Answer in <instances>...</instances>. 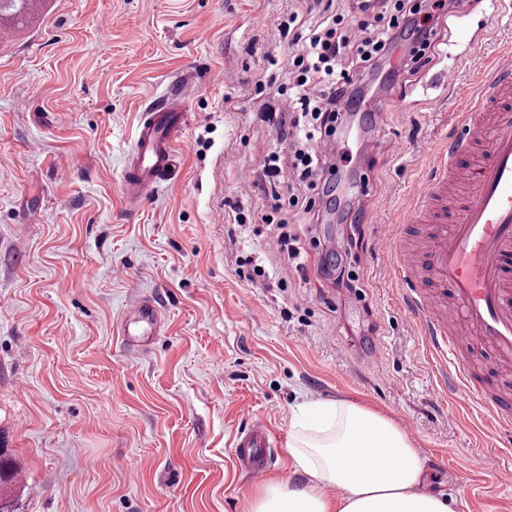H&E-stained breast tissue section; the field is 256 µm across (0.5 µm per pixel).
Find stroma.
<instances>
[{
  "label": "stroma",
  "instance_id": "obj_1",
  "mask_svg": "<svg viewBox=\"0 0 512 512\" xmlns=\"http://www.w3.org/2000/svg\"><path fill=\"white\" fill-rule=\"evenodd\" d=\"M294 0H44L0 38V444L21 471L22 512H250L261 481L235 464L237 434L270 430L266 479L293 480L284 448L304 398L391 416L426 458V489L454 512H512L487 458L512 464V431L448 417V364L400 307L408 289L377 227L399 223L432 170L476 74L512 46V0H464L433 62L378 85L385 107L345 141L369 185L363 219L317 223L277 209L259 163L290 157L255 90ZM454 68L452 84L436 72ZM187 87L169 179L136 212L120 176L142 112ZM247 221L237 224L236 209ZM270 215L274 225L262 216ZM298 239L303 268L276 242ZM359 276L336 287L320 260ZM248 258L264 276L240 274ZM94 269L92 278L77 267ZM154 301L160 336L130 360L115 332L128 301Z\"/></svg>",
  "mask_w": 512,
  "mask_h": 512
}]
</instances>
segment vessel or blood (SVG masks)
Listing matches in <instances>:
<instances>
[{"label":"vessel or blood","instance_id":"vessel-or-blood-1","mask_svg":"<svg viewBox=\"0 0 512 512\" xmlns=\"http://www.w3.org/2000/svg\"><path fill=\"white\" fill-rule=\"evenodd\" d=\"M186 115V95L171 87L162 105L142 112L121 190L129 211H136L149 191L166 181ZM462 138L449 141L432 159L434 176L411 203L404 220L425 221L436 230L423 252L432 287L455 302L458 317L447 326L440 299L418 293L406 301L407 317L430 348L448 361V378L458 408L479 409L489 420L488 433L512 429V395H489L473 375L463 352L481 349L502 363L512 362V57L498 61L482 80L465 111L456 113ZM381 241L396 260V272L414 284L419 270L401 246L399 226H384ZM161 313L150 300L131 299L119 334L127 356L142 353L143 337L160 334ZM270 434L260 423L237 436L235 456L254 479L270 462Z\"/></svg>","mask_w":512,"mask_h":512}]
</instances>
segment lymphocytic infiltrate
<instances>
[{
    "instance_id": "1",
    "label": "lymphocytic infiltrate",
    "mask_w": 512,
    "mask_h": 512,
    "mask_svg": "<svg viewBox=\"0 0 512 512\" xmlns=\"http://www.w3.org/2000/svg\"><path fill=\"white\" fill-rule=\"evenodd\" d=\"M461 0H347L345 9L308 26L298 11L280 22L292 47L281 60L288 105L278 115L297 149L292 167L298 184L314 191L305 200L288 196L289 207L333 205L347 173L348 153L332 154L324 143L340 138L353 102L364 100L383 78L413 75L436 56L448 15Z\"/></svg>"
}]
</instances>
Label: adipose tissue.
<instances>
[{
	"label": "adipose tissue",
	"instance_id": "obj_1",
	"mask_svg": "<svg viewBox=\"0 0 512 512\" xmlns=\"http://www.w3.org/2000/svg\"><path fill=\"white\" fill-rule=\"evenodd\" d=\"M285 453L302 486L269 481L250 512H452L422 483L426 461L394 419L343 400L297 405Z\"/></svg>",
	"mask_w": 512,
	"mask_h": 512
}]
</instances>
